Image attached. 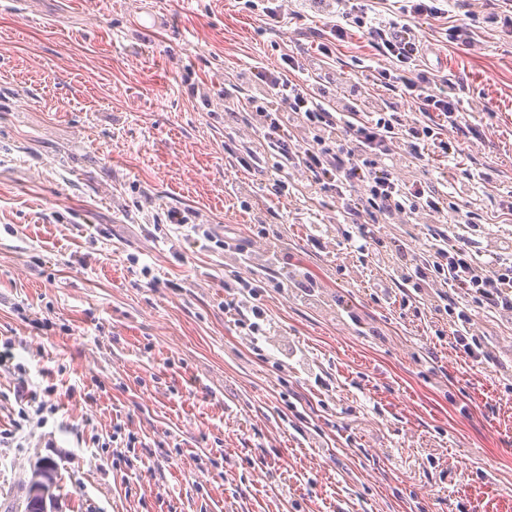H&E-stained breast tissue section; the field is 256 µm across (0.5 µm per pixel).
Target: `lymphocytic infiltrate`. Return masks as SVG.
Returning a JSON list of instances; mask_svg holds the SVG:
<instances>
[{"mask_svg": "<svg viewBox=\"0 0 512 512\" xmlns=\"http://www.w3.org/2000/svg\"><path fill=\"white\" fill-rule=\"evenodd\" d=\"M368 11V0H336L328 23L330 40H342L352 28L363 31L372 48L389 62L388 68L378 71V81L399 85L421 111L440 113L445 126L407 125L391 108L360 111L363 91L357 86L311 90L291 79V72L301 64L287 55L281 71L258 67L253 72L261 93L250 99V117L263 130L264 149L259 153L250 149L246 155L258 172L272 168L283 177L296 172L335 191L344 199L349 223H360L366 215L395 216L406 222L423 212L439 213L440 202L421 183L397 177L396 158L422 161L450 155L454 146L447 131L462 129L465 121L459 85H449L444 92L437 89L430 72L421 66L420 43L410 25L419 16L447 14L448 0H401L396 18L388 21L371 18ZM287 117L298 120L308 138L288 143L281 134ZM357 181L365 183V193L346 198ZM430 276L465 289L474 302L512 312V264L480 266L467 242L451 247L442 242L418 254L415 279Z\"/></svg>", "mask_w": 512, "mask_h": 512, "instance_id": "1", "label": "lymphocytic infiltrate"}]
</instances>
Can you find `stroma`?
<instances>
[{"label": "stroma", "instance_id": "obj_1", "mask_svg": "<svg viewBox=\"0 0 512 512\" xmlns=\"http://www.w3.org/2000/svg\"><path fill=\"white\" fill-rule=\"evenodd\" d=\"M282 9L0 0V512H24L45 458L59 512H512V313L431 279L399 289L438 236L512 259V34L472 23L480 0L414 20L426 69L464 87L468 129L454 160L396 172L480 220L383 218L362 254L333 192L241 164L259 138L249 69L288 54L296 79L321 68L423 114L373 79L362 31L327 58L326 5ZM467 23L474 45L450 41ZM173 213L202 234L175 233ZM255 272L279 281L254 344L224 302ZM448 298L490 368L456 348Z\"/></svg>", "mask_w": 512, "mask_h": 512}]
</instances>
